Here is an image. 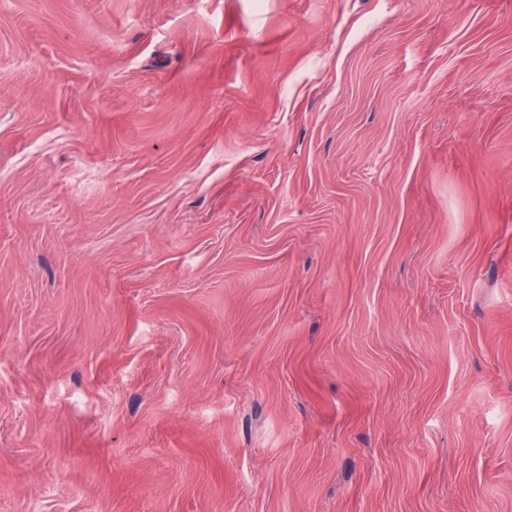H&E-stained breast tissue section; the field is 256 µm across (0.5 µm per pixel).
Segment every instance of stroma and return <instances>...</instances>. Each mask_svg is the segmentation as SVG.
I'll return each instance as SVG.
<instances>
[{
  "label": "stroma",
  "instance_id": "obj_1",
  "mask_svg": "<svg viewBox=\"0 0 512 512\" xmlns=\"http://www.w3.org/2000/svg\"><path fill=\"white\" fill-rule=\"evenodd\" d=\"M0 512H512V0H0Z\"/></svg>",
  "mask_w": 512,
  "mask_h": 512
}]
</instances>
